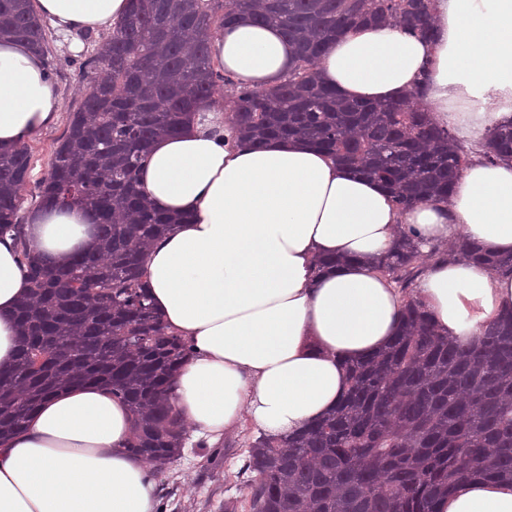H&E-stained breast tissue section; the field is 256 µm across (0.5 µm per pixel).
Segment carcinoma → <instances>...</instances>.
<instances>
[{
    "label": "carcinoma",
    "instance_id": "cac0c4a2",
    "mask_svg": "<svg viewBox=\"0 0 512 512\" xmlns=\"http://www.w3.org/2000/svg\"><path fill=\"white\" fill-rule=\"evenodd\" d=\"M430 0H131L112 33L79 60L90 86L36 184L41 204L83 206L99 246L54 268L30 254L19 212L31 156L0 148V234L15 236L31 278L18 307L17 358L0 377V438L21 430L64 386L100 381L132 412L128 451L162 467L180 454L182 420L167 399L188 343L165 330L145 287L147 245L185 218L151 209L139 184L150 143L179 133L189 114L231 92L242 139L298 137L382 183L395 206L445 201L470 164L448 129L412 100L347 101L314 71L339 35L370 23L433 36ZM277 28L294 52L288 81L236 86L216 71L210 35L242 16ZM47 54L30 0H0V37ZM512 157V121L495 126L483 158ZM413 231L397 233L374 269L406 297L389 345L348 366L349 391L303 433L259 435L241 468L242 500L224 512H438L462 478L512 480V313L468 341L435 332L409 288L427 259ZM452 258L512 276V253L458 239Z\"/></svg>",
    "mask_w": 512,
    "mask_h": 512
}]
</instances>
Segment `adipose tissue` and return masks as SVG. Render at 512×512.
Instances as JSON below:
<instances>
[{
    "mask_svg": "<svg viewBox=\"0 0 512 512\" xmlns=\"http://www.w3.org/2000/svg\"><path fill=\"white\" fill-rule=\"evenodd\" d=\"M63 35L108 31L128 0H32ZM436 38L373 24L336 40L317 63L345 98L416 94L430 120L478 147L512 119V0H431ZM216 69L234 82L287 79L293 51L280 31L248 21L212 40ZM60 99L43 56L0 42V144L22 143L53 125ZM152 207L185 215L146 254L152 304L186 339L188 360L171 380L173 403L192 441L219 442L250 420L289 433L332 411L348 390L345 362L384 347L403 297L373 271L400 226L424 250L466 236L484 251L512 252V160L474 157L445 203L399 212L377 182L298 139L254 149L222 118H193L156 140L141 173ZM30 246L54 267L89 250L85 209L39 206L25 217ZM342 254L349 264L317 268ZM30 284L17 245L0 236V368L18 348L15 309ZM436 329L457 337L512 310V278L439 255L412 290ZM128 407L107 386L53 393L25 428L0 443V512H155L149 464L131 455ZM439 512H512V481L465 478Z\"/></svg>",
    "mask_w": 512,
    "mask_h": 512,
    "instance_id": "obj_1",
    "label": "adipose tissue"
}]
</instances>
